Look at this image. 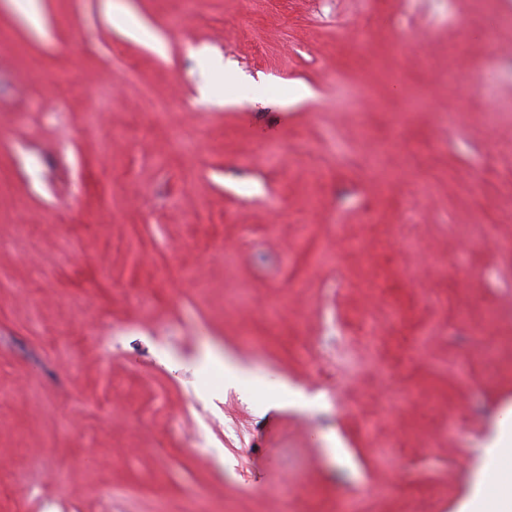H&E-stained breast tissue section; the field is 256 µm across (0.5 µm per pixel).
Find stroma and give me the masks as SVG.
Instances as JSON below:
<instances>
[{"label": "stroma", "instance_id": "1", "mask_svg": "<svg viewBox=\"0 0 512 512\" xmlns=\"http://www.w3.org/2000/svg\"><path fill=\"white\" fill-rule=\"evenodd\" d=\"M124 4L0 0V512H462L512 408V0Z\"/></svg>", "mask_w": 512, "mask_h": 512}]
</instances>
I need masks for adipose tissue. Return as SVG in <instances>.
<instances>
[{
  "label": "adipose tissue",
  "mask_w": 512,
  "mask_h": 512,
  "mask_svg": "<svg viewBox=\"0 0 512 512\" xmlns=\"http://www.w3.org/2000/svg\"><path fill=\"white\" fill-rule=\"evenodd\" d=\"M500 439L492 455L498 478L480 477L473 500L480 512H512V410L499 421Z\"/></svg>",
  "instance_id": "adipose-tissue-1"
}]
</instances>
